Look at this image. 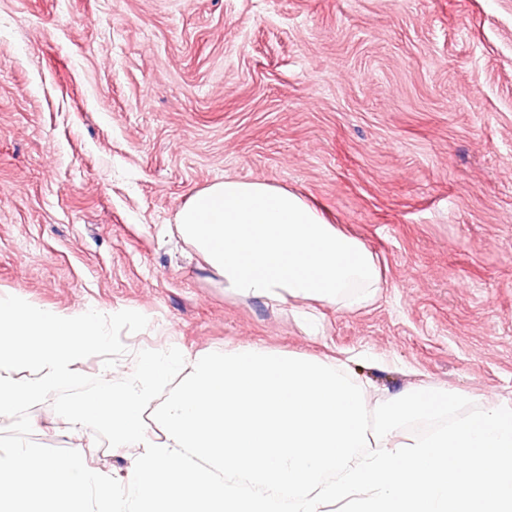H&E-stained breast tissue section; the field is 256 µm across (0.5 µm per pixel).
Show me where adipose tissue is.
<instances>
[{"label":"adipose tissue","mask_w":512,"mask_h":512,"mask_svg":"<svg viewBox=\"0 0 512 512\" xmlns=\"http://www.w3.org/2000/svg\"><path fill=\"white\" fill-rule=\"evenodd\" d=\"M176 229L213 277L232 293L272 304L351 307L380 286L373 253L330 224L299 194L263 181L224 178L179 211ZM87 309L65 314L0 298V415L32 405L74 381L90 360L116 372L113 323L131 321Z\"/></svg>","instance_id":"adipose-tissue-1"}]
</instances>
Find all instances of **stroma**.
I'll use <instances>...</instances> for the list:
<instances>
[{
    "instance_id": "1",
    "label": "stroma",
    "mask_w": 512,
    "mask_h": 512,
    "mask_svg": "<svg viewBox=\"0 0 512 512\" xmlns=\"http://www.w3.org/2000/svg\"><path fill=\"white\" fill-rule=\"evenodd\" d=\"M227 177L359 239L374 299L308 336L225 290L175 224ZM1 295L135 311L126 375L255 343L347 358L373 400L512 402V0H0ZM81 441L115 477L135 454Z\"/></svg>"
}]
</instances>
